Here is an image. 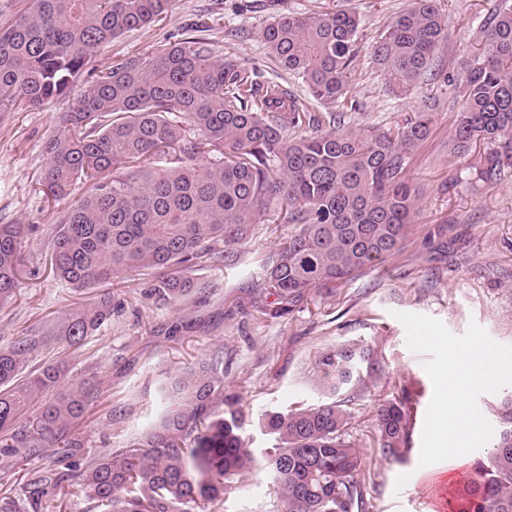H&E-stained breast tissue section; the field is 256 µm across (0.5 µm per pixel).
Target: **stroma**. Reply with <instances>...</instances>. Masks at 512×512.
Wrapping results in <instances>:
<instances>
[{
    "mask_svg": "<svg viewBox=\"0 0 512 512\" xmlns=\"http://www.w3.org/2000/svg\"><path fill=\"white\" fill-rule=\"evenodd\" d=\"M448 19V38L438 57L448 70L466 56L477 29L496 0H437ZM408 0H173L151 27L126 33L94 54L98 64L113 56L152 50L166 44L186 25L208 27L220 52H233L261 81L292 91L311 111V100L297 76L281 69L267 54L261 32L281 14L333 12L348 8L360 19L361 52L355 63L353 92L362 105L347 126L360 132L389 123L418 108L428 95L439 96L429 138L413 156L409 176L422 192L421 215L400 251L336 290L312 291L288 315L259 319L260 265L273 248L277 224L255 225L238 246L235 264L197 265L191 276L203 290L196 300H164L152 295L155 271L147 270L128 287L112 291L110 319L79 348L58 349L50 337L73 309L102 293L99 286L76 288L53 273L47 257L48 235L65 203L41 185L49 136L64 133V112L74 97L32 109L17 104L0 112V224H24L20 248V285L0 305V345L23 336L46 338L29 357L31 366L64 360L63 386L101 380L102 394L74 428L85 448H118L156 420L168 381L201 359H217L224 368L226 393L235 395L246 416L244 434L253 448L269 446L259 426L269 410H284L327 398L314 380L310 362L318 348L349 342L371 344L383 372L374 386L355 396L350 439L365 445L373 432L374 407L396 395L402 385L419 382L424 395L413 413L411 451L404 462L368 457L374 481L367 488L370 512H446L444 489L459 488L485 457L498 427L494 408L507 378L492 387L465 390L467 409L483 415L487 431L470 446L465 459L442 458L446 473H431L421 484L406 476L428 461V449L461 443L456 426L439 425L441 377L467 361L475 340L512 353V179L490 188L479 181V153L457 165L442 158L452 112V90L428 81L411 95L398 97L373 56L377 34L403 11ZM54 449L42 448L20 460L0 458V492L19 496L37 471H64ZM225 512H276L262 475L243 477Z\"/></svg>",
    "mask_w": 512,
    "mask_h": 512,
    "instance_id": "stroma-1",
    "label": "stroma"
}]
</instances>
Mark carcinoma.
<instances>
[{"mask_svg":"<svg viewBox=\"0 0 512 512\" xmlns=\"http://www.w3.org/2000/svg\"><path fill=\"white\" fill-rule=\"evenodd\" d=\"M171 0H30L0 27V112L17 102L41 108L80 90L63 114L66 132L45 145L42 183L57 199L91 188L60 213L48 257L61 280L85 288L158 271L151 288L169 300L202 289L188 275L205 261L233 262L252 226L275 209L288 231L261 264L263 317L291 313L314 289H331L397 252L416 222L420 195L408 177L412 153L430 135L437 98L386 126L355 134L352 74L359 17L348 10L278 16L262 30L268 56L300 78L327 111L311 112L290 91L257 81L232 53L191 26L159 48L104 65L93 53L148 27ZM447 39L437 0H410L378 35L373 55L391 90L408 95L426 75L453 87L457 109L448 163L485 146L479 180L494 187L512 169V0H499L452 76L436 53ZM20 224H0V304L19 285ZM112 315L105 294L55 328L58 343L81 344ZM40 340L0 349V456L23 448L83 447L59 435L83 416L93 391L60 392L63 367L26 371ZM311 371L333 398L264 414L272 438L258 453L245 416L224 403V371L213 360L184 368L165 390L159 422L119 448L87 453L78 491L106 512H224L246 473L265 471L277 512H368L363 449L347 439L348 394L382 371L375 350L348 343L316 352ZM400 388L378 403L373 452L401 463L409 450L413 401ZM498 435L449 512H512V393L496 405ZM63 473L34 475L27 494L0 495V512L50 507Z\"/></svg>","mask_w":512,"mask_h":512,"instance_id":"carcinoma-1","label":"carcinoma"}]
</instances>
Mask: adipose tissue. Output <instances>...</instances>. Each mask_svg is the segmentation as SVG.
I'll list each match as a JSON object with an SVG mask.
<instances>
[{
    "label": "adipose tissue",
    "instance_id": "adipose-tissue-1",
    "mask_svg": "<svg viewBox=\"0 0 512 512\" xmlns=\"http://www.w3.org/2000/svg\"><path fill=\"white\" fill-rule=\"evenodd\" d=\"M508 375H512V357L477 341L473 344L468 365L461 369H451L444 378L443 384L448 394L445 412L458 416L467 439L476 438L477 420L470 412L458 410L457 400L462 391L498 383Z\"/></svg>",
    "mask_w": 512,
    "mask_h": 512
}]
</instances>
